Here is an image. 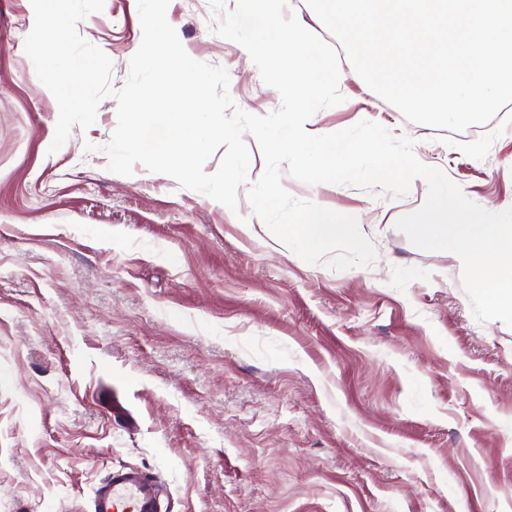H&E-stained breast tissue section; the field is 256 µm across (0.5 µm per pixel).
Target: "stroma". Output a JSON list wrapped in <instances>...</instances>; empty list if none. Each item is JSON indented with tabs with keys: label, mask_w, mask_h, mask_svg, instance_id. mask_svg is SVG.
Returning a JSON list of instances; mask_svg holds the SVG:
<instances>
[{
	"label": "stroma",
	"mask_w": 512,
	"mask_h": 512,
	"mask_svg": "<svg viewBox=\"0 0 512 512\" xmlns=\"http://www.w3.org/2000/svg\"><path fill=\"white\" fill-rule=\"evenodd\" d=\"M167 19L193 59L227 69L239 107H279L212 33L209 0H170ZM33 25L31 0H0V512H86L113 462L163 478L172 512H512V327L474 318L455 254L396 229L426 181L393 198L283 176L378 251L369 267L308 264L252 212V135L233 210L140 165L108 170L137 0L79 22L113 63L111 94L54 153ZM340 70L344 100L312 134L379 123L485 210L512 208V118L471 136L411 123Z\"/></svg>",
	"instance_id": "1"
}]
</instances>
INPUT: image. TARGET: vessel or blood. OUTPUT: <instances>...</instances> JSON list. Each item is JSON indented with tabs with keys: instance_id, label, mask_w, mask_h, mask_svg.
Returning a JSON list of instances; mask_svg holds the SVG:
<instances>
[{
	"instance_id": "obj_1",
	"label": "vessel or blood",
	"mask_w": 512,
	"mask_h": 512,
	"mask_svg": "<svg viewBox=\"0 0 512 512\" xmlns=\"http://www.w3.org/2000/svg\"><path fill=\"white\" fill-rule=\"evenodd\" d=\"M167 497L168 491L158 475L114 465L95 486L90 512H166Z\"/></svg>"
}]
</instances>
